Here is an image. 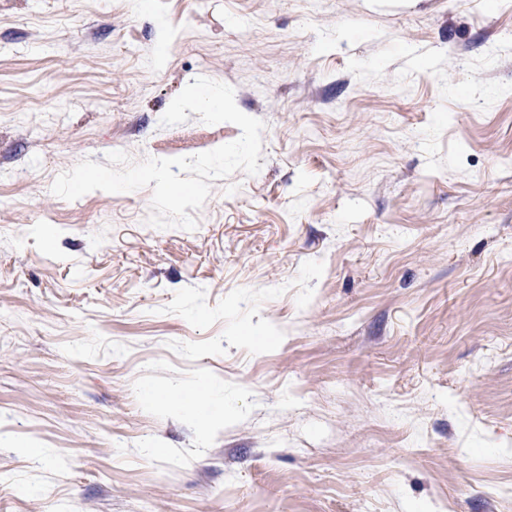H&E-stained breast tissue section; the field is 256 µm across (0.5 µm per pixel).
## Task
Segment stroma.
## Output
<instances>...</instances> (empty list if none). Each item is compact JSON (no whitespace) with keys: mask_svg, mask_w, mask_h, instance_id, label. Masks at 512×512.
Listing matches in <instances>:
<instances>
[{"mask_svg":"<svg viewBox=\"0 0 512 512\" xmlns=\"http://www.w3.org/2000/svg\"><path fill=\"white\" fill-rule=\"evenodd\" d=\"M512 0H0V512H512ZM265 124L196 230L79 161Z\"/></svg>","mask_w":512,"mask_h":512,"instance_id":"35a3bbf8","label":"stroma"}]
</instances>
